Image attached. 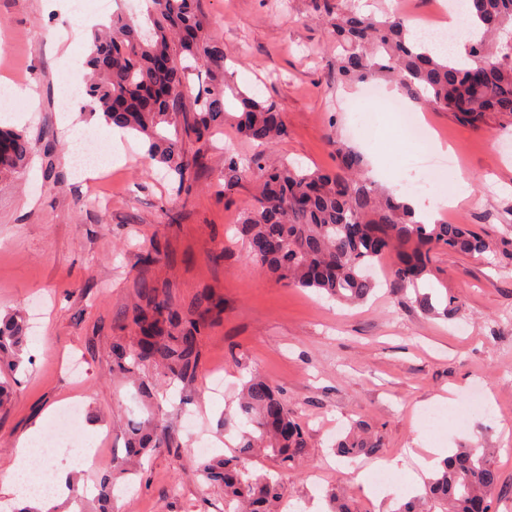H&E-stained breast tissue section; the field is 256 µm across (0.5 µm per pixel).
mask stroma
<instances>
[{
  "label": "stroma",
  "mask_w": 512,
  "mask_h": 512,
  "mask_svg": "<svg viewBox=\"0 0 512 512\" xmlns=\"http://www.w3.org/2000/svg\"><path fill=\"white\" fill-rule=\"evenodd\" d=\"M136 0H0V79L22 72L38 101L15 129L35 145L26 174L0 180V315L29 311L33 297L48 307L34 321L19 371L0 367V381L14 397L0 409V462L13 456L19 436L49 407L79 400L83 414L71 437L46 457L83 467L82 484L94 497L97 480L125 455L124 417L154 416L171 427V447L155 451L142 476L127 480L114 512H224V491L196 472L200 444L210 456L227 454L242 423L235 414L244 381L257 373L283 394L306 429L309 446L302 472L266 457L254 469L280 479L288 502L305 512H325L328 489L344 490L356 512H392L394 499L380 490L374 467L344 464L333 444L350 423L363 420L385 442L386 458L409 463L410 449L442 443L453 449L482 443L493 448L500 476L496 512H512V261L472 257L445 249L434 254L422 288L433 294L434 312L414 293L394 295L386 275L362 303L345 305L309 288L275 282L246 257L233 226L252 199L256 172L232 191L224 189V157H248L253 144L234 125L208 141L191 140L189 153L204 165L184 193L163 170L149 164L144 138L107 133L93 116L85 130L104 146H127L122 164L102 183L76 180L65 151L71 132L60 101L84 83L89 31L79 15L109 18L129 13ZM224 40L234 85L278 102L288 136L264 154L266 163L290 161L313 171H334L337 143L362 155L383 156L395 178L389 192L421 200L438 219L512 240V124L497 118L474 128L453 113L424 110L433 136L458 162L456 175L433 168L412 171L416 144L399 117L365 97L364 83L336 78L334 33L315 19V0H199ZM469 195L459 206L441 200L457 178ZM107 195L100 205L98 195ZM152 252L155 264L141 261ZM157 288L183 312L203 297L223 300L202 332L193 382L170 383L156 371L141 374L154 396L140 403L138 386L112 373V339L131 335L129 313L143 286ZM461 300L453 319L441 316L447 298ZM79 360L81 378L67 368ZM491 392L492 414L470 410L476 386ZM454 393L455 409L427 434L420 411ZM101 449L85 464L89 444Z\"/></svg>",
  "instance_id": "1"
}]
</instances>
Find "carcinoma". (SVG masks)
Listing matches in <instances>:
<instances>
[{"label": "carcinoma", "instance_id": "carcinoma-1", "mask_svg": "<svg viewBox=\"0 0 512 512\" xmlns=\"http://www.w3.org/2000/svg\"><path fill=\"white\" fill-rule=\"evenodd\" d=\"M315 9L342 47L333 61L340 79L360 82L392 75L411 100L452 112L475 128L491 115L512 121V41H500L512 29V0L468 2L467 11L483 25L481 38L468 47L471 61L485 63L477 75L473 64L453 66L421 42L404 15H362L345 0H316ZM86 66L91 70L85 87L89 114L145 136L149 159L175 176L181 189L192 170L202 166L186 141L207 139L232 122L244 139L261 148L245 163L234 156L224 160V191L233 190L248 169L261 172L258 194L242 211L237 228L248 257L287 287L315 288L338 301L357 303L374 289L369 268L393 254V291L418 292L420 306L432 311L431 297L419 294V285L436 250L512 257L505 243L492 242L465 224L416 220L404 198L379 190L362 176L364 160L351 149H337L339 166L333 173L289 163L266 165L263 150L284 139L288 128L273 100L240 90L234 91L238 111H227L224 41L199 10L198 0H140L139 14L116 15L104 34H93ZM202 71L205 79L194 93L192 76ZM33 150L25 134L0 130V172L23 169ZM143 298L130 311L133 341H112L113 371L127 378L147 367L170 380H194L201 333L222 303L206 297L185 314L155 288L146 289ZM27 329L18 313L0 317V353L12 352L13 371L22 364ZM239 411L253 430L239 435L234 455L204 461L198 470L206 482L224 487V512H276L283 486L256 473L253 458L262 453L295 470L306 454V433L280 392L258 375L244 383ZM158 426L154 417L127 426V467L118 476L138 474L143 456L169 447L170 437L160 436ZM383 450L381 436L362 422L336 441V455L350 464ZM492 452L453 450L420 492L395 500L392 512H493L499 474ZM114 487L113 479L100 481L97 512H112ZM326 498L329 512H356L337 492Z\"/></svg>", "mask_w": 512, "mask_h": 512}]
</instances>
